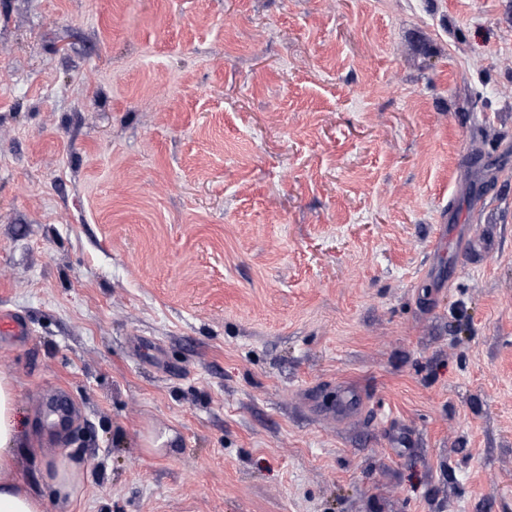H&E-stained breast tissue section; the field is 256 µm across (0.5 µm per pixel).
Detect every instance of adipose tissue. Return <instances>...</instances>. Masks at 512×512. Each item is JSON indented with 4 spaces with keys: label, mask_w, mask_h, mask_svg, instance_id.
<instances>
[{
    "label": "adipose tissue",
    "mask_w": 512,
    "mask_h": 512,
    "mask_svg": "<svg viewBox=\"0 0 512 512\" xmlns=\"http://www.w3.org/2000/svg\"><path fill=\"white\" fill-rule=\"evenodd\" d=\"M18 414L16 377L0 366V512H45L50 502L56 512H74L85 478L80 464L66 457H45L43 483L36 490L18 477L17 460L32 445Z\"/></svg>",
    "instance_id": "obj_1"
}]
</instances>
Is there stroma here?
I'll list each match as a JSON object with an SVG mask.
<instances>
[{"label":"stroma","mask_w":512,"mask_h":512,"mask_svg":"<svg viewBox=\"0 0 512 512\" xmlns=\"http://www.w3.org/2000/svg\"><path fill=\"white\" fill-rule=\"evenodd\" d=\"M1 308L75 512H512V0H0ZM0 336L1 339L9 342L25 340L28 336L26 321L12 313L0 312ZM336 404L321 409L326 419L348 421L359 416L361 409V393L357 388L351 387L343 382L337 384Z\"/></svg>","instance_id":"1"}]
</instances>
